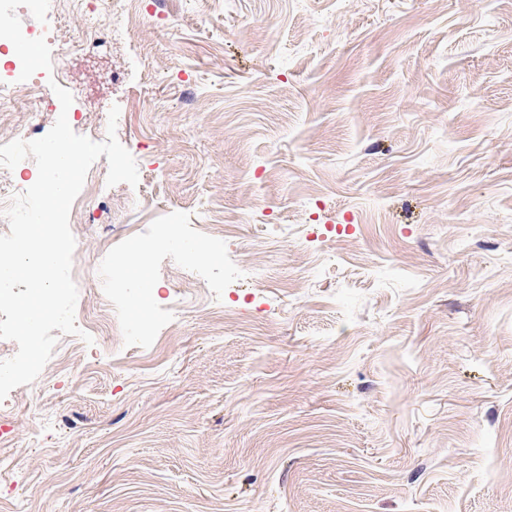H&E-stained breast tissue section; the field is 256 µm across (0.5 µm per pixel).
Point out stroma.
I'll list each match as a JSON object with an SVG mask.
<instances>
[{"mask_svg":"<svg viewBox=\"0 0 512 512\" xmlns=\"http://www.w3.org/2000/svg\"><path fill=\"white\" fill-rule=\"evenodd\" d=\"M125 10L58 83L94 141L119 106L139 183L102 157L76 199L93 343L0 402V512H512V0H100ZM176 292L153 363L113 349Z\"/></svg>","mask_w":512,"mask_h":512,"instance_id":"obj_1","label":"stroma"}]
</instances>
